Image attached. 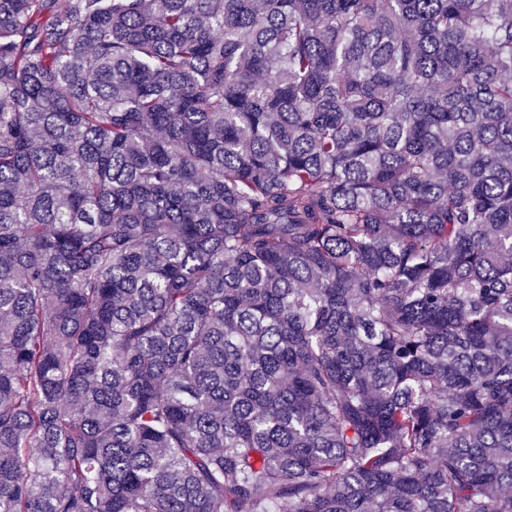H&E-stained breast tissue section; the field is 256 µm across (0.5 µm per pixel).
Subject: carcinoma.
Returning a JSON list of instances; mask_svg holds the SVG:
<instances>
[{
	"label": "carcinoma",
	"mask_w": 512,
	"mask_h": 512,
	"mask_svg": "<svg viewBox=\"0 0 512 512\" xmlns=\"http://www.w3.org/2000/svg\"><path fill=\"white\" fill-rule=\"evenodd\" d=\"M512 512V0H0V512Z\"/></svg>",
	"instance_id": "1"
}]
</instances>
